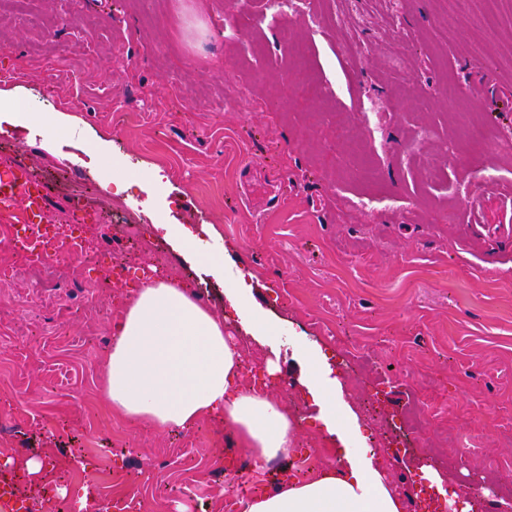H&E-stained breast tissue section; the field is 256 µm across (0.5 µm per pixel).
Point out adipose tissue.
I'll list each match as a JSON object with an SVG mask.
<instances>
[{
    "instance_id": "1",
    "label": "adipose tissue",
    "mask_w": 512,
    "mask_h": 512,
    "mask_svg": "<svg viewBox=\"0 0 512 512\" xmlns=\"http://www.w3.org/2000/svg\"><path fill=\"white\" fill-rule=\"evenodd\" d=\"M245 276L226 280L224 297L255 339L276 329L251 304ZM297 383L315 410L332 462L306 480L288 478L264 496L245 498L241 512H405L385 465L364 454L361 426L339 409L341 392L325 356L297 349ZM243 356L224 334V320L192 298L185 283L149 275L123 300L112 323L103 389L115 414L155 430H188L205 418L223 422L254 472L290 456L297 422L270 393L241 384Z\"/></svg>"
}]
</instances>
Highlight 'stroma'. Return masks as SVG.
I'll return each mask as SVG.
<instances>
[{"label":"stroma","mask_w":512,"mask_h":512,"mask_svg":"<svg viewBox=\"0 0 512 512\" xmlns=\"http://www.w3.org/2000/svg\"><path fill=\"white\" fill-rule=\"evenodd\" d=\"M0 88L30 110L0 125V167L48 183L52 219L81 199L96 256L58 263L59 291L0 236V455L46 460L28 487H67L69 512L86 488L129 512H240L216 471L240 455L223 423L135 427L104 396L118 293L87 313L81 285L107 275L127 219L144 242L125 290L165 257L160 276L204 293L234 336L223 282L154 228L213 226L282 340L329 357L402 495L435 457L462 485L512 480V15L488 27L484 0H302L280 15L265 0H0ZM55 112L78 121L56 128ZM274 395L300 421L296 462L328 463L297 388ZM417 406L433 423L404 432ZM77 455L88 479L66 477Z\"/></svg>","instance_id":"1"}]
</instances>
